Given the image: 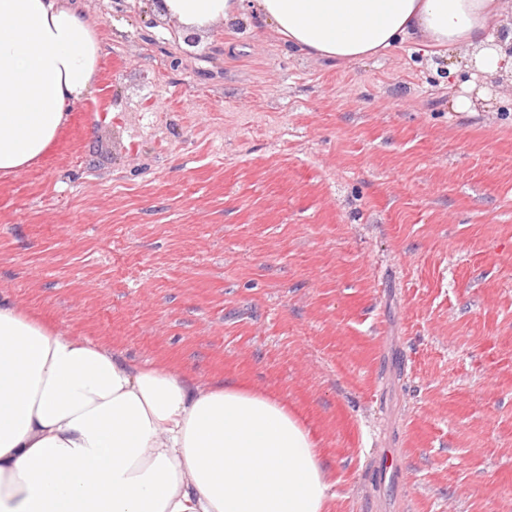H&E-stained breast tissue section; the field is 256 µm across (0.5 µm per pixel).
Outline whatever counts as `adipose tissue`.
Returning <instances> with one entry per match:
<instances>
[{"label":"adipose tissue","mask_w":512,"mask_h":512,"mask_svg":"<svg viewBox=\"0 0 512 512\" xmlns=\"http://www.w3.org/2000/svg\"><path fill=\"white\" fill-rule=\"evenodd\" d=\"M184 31L254 15L336 62L406 39L499 70L502 0H155ZM102 46L78 0H0V178L37 162L86 99ZM312 432L285 401L66 336L0 293V512H326Z\"/></svg>","instance_id":"obj_1"}]
</instances>
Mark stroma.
Returning a JSON list of instances; mask_svg holds the SVG:
<instances>
[{
  "label": "stroma",
  "instance_id": "obj_1",
  "mask_svg": "<svg viewBox=\"0 0 512 512\" xmlns=\"http://www.w3.org/2000/svg\"><path fill=\"white\" fill-rule=\"evenodd\" d=\"M80 5L99 76L0 180V293L285 399L328 512H512V73L411 40L338 66L244 18L190 46L151 0Z\"/></svg>",
  "mask_w": 512,
  "mask_h": 512
}]
</instances>
